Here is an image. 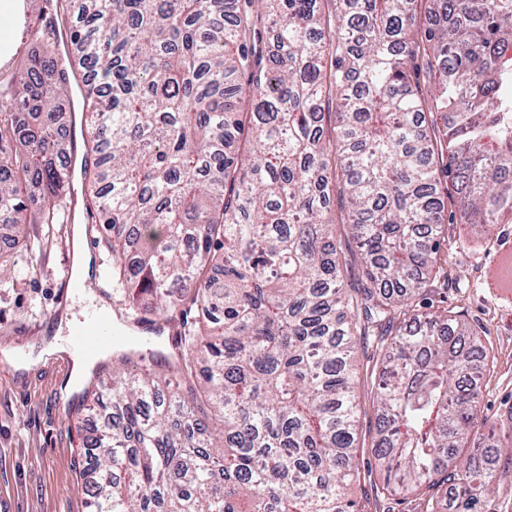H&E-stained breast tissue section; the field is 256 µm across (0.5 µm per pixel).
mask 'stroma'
Instances as JSON below:
<instances>
[{"instance_id":"35a3bbf8","label":"stroma","mask_w":512,"mask_h":512,"mask_svg":"<svg viewBox=\"0 0 512 512\" xmlns=\"http://www.w3.org/2000/svg\"><path fill=\"white\" fill-rule=\"evenodd\" d=\"M28 236L48 238L44 249L25 251L0 241V256L19 270L18 282L0 288V348L25 349L28 343L55 333L63 313L87 314L89 301L64 292L61 278L71 267L70 227L27 225ZM440 251L452 271L447 287L430 294L421 309L445 307L462 315L477 331L488 353L480 387L487 430L512 420V302L490 285L502 253L512 251V223L492 234L464 224L449 211ZM382 354L376 343L360 351L355 379L358 445L371 460L376 431L373 369ZM71 363L52 358L28 371L0 363V512H87L81 491L82 437L92 414L69 387ZM379 471L361 474L350 492L358 512H411L413 501L383 495Z\"/></svg>"}]
</instances>
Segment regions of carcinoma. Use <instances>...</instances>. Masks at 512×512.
Listing matches in <instances>:
<instances>
[{
    "mask_svg": "<svg viewBox=\"0 0 512 512\" xmlns=\"http://www.w3.org/2000/svg\"><path fill=\"white\" fill-rule=\"evenodd\" d=\"M46 2L51 49L0 71V239L28 247L22 184L37 223H67L57 108L78 74L113 301L182 316L169 377L86 392L108 416L82 438L89 512H355L354 375L381 328L383 489L503 512L486 349L414 303L448 282L445 200L512 223V0Z\"/></svg>",
    "mask_w": 512,
    "mask_h": 512,
    "instance_id": "obj_1",
    "label": "carcinoma"
}]
</instances>
